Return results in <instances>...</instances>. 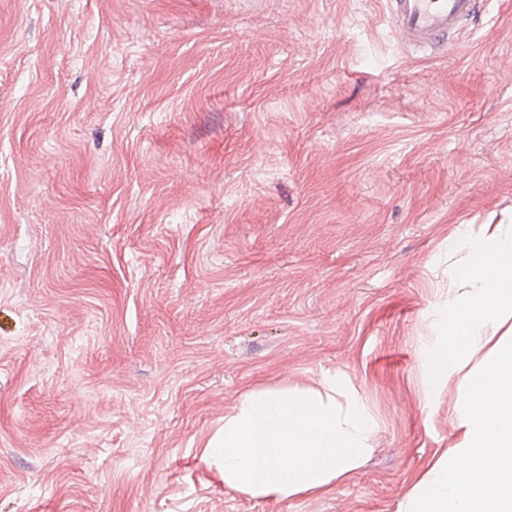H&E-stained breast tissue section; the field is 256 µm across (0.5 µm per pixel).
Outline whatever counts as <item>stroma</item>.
I'll use <instances>...</instances> for the list:
<instances>
[{
	"instance_id": "obj_1",
	"label": "stroma",
	"mask_w": 512,
	"mask_h": 512,
	"mask_svg": "<svg viewBox=\"0 0 512 512\" xmlns=\"http://www.w3.org/2000/svg\"><path fill=\"white\" fill-rule=\"evenodd\" d=\"M512 236V0L435 54L384 0H0V512H395L460 227ZM339 374L378 425L281 503L202 444Z\"/></svg>"
}]
</instances>
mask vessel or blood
<instances>
[{"label":"vessel or blood","mask_w":512,"mask_h":512,"mask_svg":"<svg viewBox=\"0 0 512 512\" xmlns=\"http://www.w3.org/2000/svg\"><path fill=\"white\" fill-rule=\"evenodd\" d=\"M492 0H385L388 17L406 47H446L464 23L486 13Z\"/></svg>","instance_id":"vessel-or-blood-1"}]
</instances>
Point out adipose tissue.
Listing matches in <instances>:
<instances>
[{"instance_id": "ef3b65f1", "label": "adipose tissue", "mask_w": 512, "mask_h": 512, "mask_svg": "<svg viewBox=\"0 0 512 512\" xmlns=\"http://www.w3.org/2000/svg\"><path fill=\"white\" fill-rule=\"evenodd\" d=\"M437 303L444 342L426 360L422 396L449 385L458 440L434 455L396 512H512V237L483 225ZM376 422L342 378L246 390L203 455L224 485L282 502L331 491L362 465Z\"/></svg>"}]
</instances>
